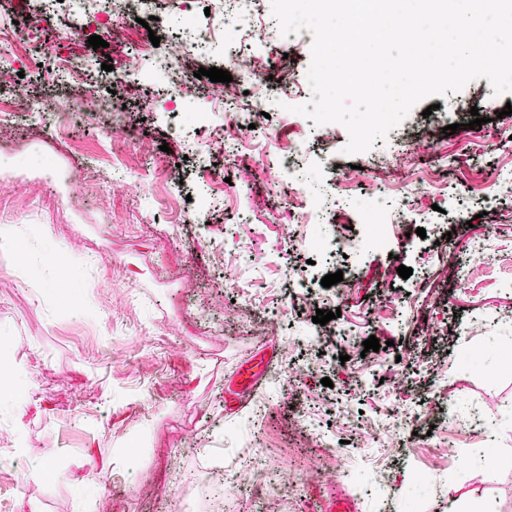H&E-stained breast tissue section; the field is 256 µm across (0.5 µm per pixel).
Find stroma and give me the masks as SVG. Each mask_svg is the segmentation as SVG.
Listing matches in <instances>:
<instances>
[{"instance_id": "stroma-1", "label": "stroma", "mask_w": 512, "mask_h": 512, "mask_svg": "<svg viewBox=\"0 0 512 512\" xmlns=\"http://www.w3.org/2000/svg\"><path fill=\"white\" fill-rule=\"evenodd\" d=\"M79 7L59 0L34 32L27 53L43 72L0 51V70L11 75L0 102L13 111L12 131L0 134V237L17 243L0 248V359L13 365L10 385H0V458L10 462L0 479L17 486L0 483V512H97L103 502L111 512H217L208 452L231 462L254 450L302 477L322 463L327 440L336 450L332 482L304 485L290 499L243 498L237 512H331L340 501L354 512H512V364L496 358L512 350V321L503 318L512 313V191L479 192L512 167V115L501 114L512 93L473 79L437 97L431 115L415 106L397 130L349 156L344 126L329 138L315 123L287 121L271 90L244 180L220 153L222 102L209 104L204 131L188 121L194 95L148 85L146 74L178 65L170 37L146 47L130 27L95 49L89 37L112 18L95 22ZM247 52L271 67L289 64L296 87H306L311 56L277 28ZM68 58L106 90V111L56 115L58 97L80 96L79 83L57 84L53 62ZM109 59L117 73L103 69ZM476 114L489 132L478 141L467 129ZM454 123L458 131L446 135ZM280 140L307 151L272 180L263 162ZM403 141L406 173L442 157L453 169L435 205L409 196L407 226L385 247L365 241L358 203L341 224L292 226L274 210L289 184L317 190ZM116 168L128 184L113 183ZM218 173L230 177L237 203L201 207V194L221 191ZM314 234L331 252L309 247ZM476 247L486 258L467 265ZM401 265L412 268L409 278ZM336 271L346 287H323ZM292 278L312 301L289 294ZM389 289L402 302L381 318L374 308ZM314 303L340 308L333 338L313 323ZM475 320L486 322L482 334H469ZM372 335L381 346L364 351ZM412 348L421 363L407 368L399 358ZM258 354L269 360L265 374L244 403L231 402L232 383ZM292 365L301 373L291 385L281 376ZM435 402L443 421L399 426L397 445L388 444L394 412L422 414ZM475 415L484 433L462 428ZM46 441L57 446L56 468L29 477ZM489 447L493 469L481 462ZM135 449L140 460L127 466ZM178 471L195 485L176 489ZM421 473L433 491L414 499Z\"/></svg>"}]
</instances>
